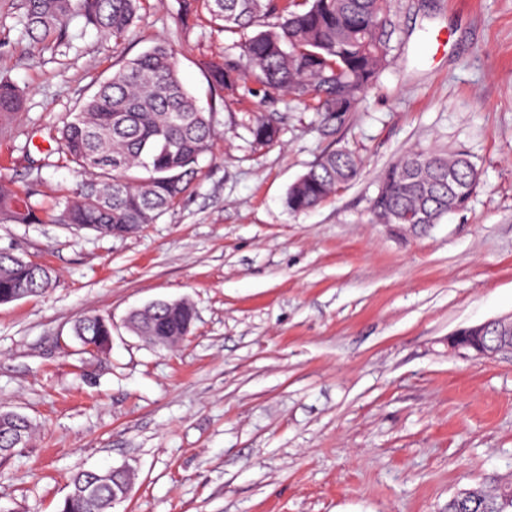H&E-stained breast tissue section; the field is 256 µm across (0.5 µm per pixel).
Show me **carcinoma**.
I'll use <instances>...</instances> for the list:
<instances>
[{
    "mask_svg": "<svg viewBox=\"0 0 512 512\" xmlns=\"http://www.w3.org/2000/svg\"><path fill=\"white\" fill-rule=\"evenodd\" d=\"M140 0H18L25 35L34 48L68 38L70 24L84 25L120 42L138 18ZM200 3L226 31L257 32L240 44L243 60L229 57L206 66L216 93L249 80L265 98L287 94L299 104L314 101L331 119L353 111L377 80L391 51L388 0H179L181 10ZM26 91L0 74V117L18 115ZM253 142L278 139L275 123L258 113L248 127ZM214 129L179 77L177 50L159 40L122 64L83 99L72 119L57 130L59 149L87 179L76 192L49 208L31 202L0 180V223L66 224L124 237L152 224L187 191L199 158L210 151ZM360 163L332 150L288 190L291 213L311 211L359 175ZM478 171L467 155L410 149L389 166L371 200L378 224H436L465 208ZM52 280L40 263L0 251V304L40 295ZM194 321L185 301H159L132 311L127 328L153 345L160 336H184ZM82 345L105 351L112 321L84 316L74 326ZM24 415L0 410V448L32 439ZM125 479L112 469L82 470L58 512H112L124 496ZM448 512H512L496 491H479L466 502L448 501Z\"/></svg>",
    "mask_w": 512,
    "mask_h": 512,
    "instance_id": "cac0c4a2",
    "label": "carcinoma"
}]
</instances>
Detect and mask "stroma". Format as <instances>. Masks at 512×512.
<instances>
[{
  "instance_id": "35a3bbf8",
  "label": "stroma",
  "mask_w": 512,
  "mask_h": 512,
  "mask_svg": "<svg viewBox=\"0 0 512 512\" xmlns=\"http://www.w3.org/2000/svg\"><path fill=\"white\" fill-rule=\"evenodd\" d=\"M11 3L0 71L27 95L0 124L1 180L47 203L79 188L53 134L161 39L216 136L185 197L134 234L0 223V250L53 278L0 304V407L37 427L0 463V512H58L74 473L112 466L134 473L112 512H448L460 490L512 484V359L448 349L457 328L512 313V0H390L389 61L338 122L212 93L205 63L244 37L181 19L179 0H143L121 43L78 19L42 51ZM259 110L273 145L244 126ZM411 148L464 152L479 181L465 209L402 235L370 205ZM330 150L359 176L289 212V186ZM158 300L194 309L177 347L125 324ZM91 313L112 321L95 355L73 334Z\"/></svg>"
}]
</instances>
